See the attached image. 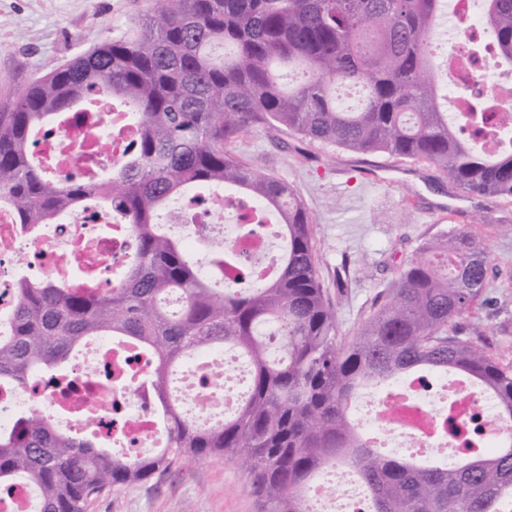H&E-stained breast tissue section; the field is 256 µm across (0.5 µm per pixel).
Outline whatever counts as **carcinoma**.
Returning a JSON list of instances; mask_svg holds the SVG:
<instances>
[{
    "label": "carcinoma",
    "mask_w": 512,
    "mask_h": 512,
    "mask_svg": "<svg viewBox=\"0 0 512 512\" xmlns=\"http://www.w3.org/2000/svg\"><path fill=\"white\" fill-rule=\"evenodd\" d=\"M445 0H162V8L36 78L0 109V204L20 224H52L103 202L131 225L133 254L108 290L16 282L11 334L0 338V385L28 389L61 375L88 339L116 336L145 349L167 446L120 457L32 409L0 431V489L24 479L38 512H87L102 492L161 477L182 458L223 455L249 476L263 512H309L307 489L323 470L351 469L371 512H512V438L461 462L417 461L376 448L352 421L358 391L404 376L454 372L490 396L512 422V364L483 326L457 318L486 287L489 255L455 232L423 247L353 339L336 342V311L319 281L311 220L293 188L227 145L277 123L311 141L360 154L433 164L467 194L512 198V142L476 149L505 111L495 99L464 103V135L428 33ZM483 25L512 62V0H487ZM306 79L278 82L273 67ZM104 96L136 113L131 158L107 178L47 177L33 164L35 134ZM224 186L278 213L283 251L252 288L205 276L156 212L188 188ZM280 337L282 355L271 350ZM229 348L250 365L232 415L187 418L169 396L191 353Z\"/></svg>",
    "instance_id": "cac0c4a2"
}]
</instances>
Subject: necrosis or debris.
<instances>
[{
	"mask_svg": "<svg viewBox=\"0 0 512 512\" xmlns=\"http://www.w3.org/2000/svg\"><path fill=\"white\" fill-rule=\"evenodd\" d=\"M447 22L433 29V39H446V64L440 70L445 84L469 92L512 98V75L497 66L489 44H482L483 63L470 64V38L482 34V14L476 0H454ZM138 123L121 107L84 113L46 134H40L34 153L60 176L90 178L120 166L130 154ZM234 211L235 222L224 220ZM171 227L187 251L203 257L205 274H218L224 287L237 286L231 269L214 272L206 258L222 248L255 279L274 268V248L281 242L280 227L258 214L255 203L217 191L197 204H175ZM133 249L130 225L104 210L53 224H19L13 212L0 207V335H6L17 304L16 279L29 275L67 288L93 285L108 288L127 263ZM151 359L139 347L114 336L86 342L69 369L59 376L41 400L25 392L0 393V431L12 428L16 417L34 407L48 411L65 431H91L110 438L119 455L132 456L164 447L167 435L149 381ZM246 363L227 349L190 356L178 373L173 392L176 403L195 422L223 421L234 412L240 393L229 381L243 380ZM378 446L402 454L411 448L451 460L465 448L485 449L487 441L512 435L489 399L457 378L418 377L370 401L366 412ZM315 512H368V500L357 488L355 475L331 468L315 479L308 492Z\"/></svg>",
	"mask_w": 512,
	"mask_h": 512,
	"instance_id": "4bbe7bcc",
	"label": "necrosis or debris"
}]
</instances>
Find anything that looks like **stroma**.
<instances>
[{"instance_id": "1", "label": "stroma", "mask_w": 512, "mask_h": 512, "mask_svg": "<svg viewBox=\"0 0 512 512\" xmlns=\"http://www.w3.org/2000/svg\"><path fill=\"white\" fill-rule=\"evenodd\" d=\"M156 0H0V105L31 80L107 37L119 36ZM290 184L312 222L316 265L349 342L425 244L464 231L490 258L482 297L460 318L481 322L498 358L512 362V199L457 189L431 164L363 155L264 124L229 145ZM88 512H261L248 475L221 457L183 459L162 479L95 499Z\"/></svg>"}]
</instances>
